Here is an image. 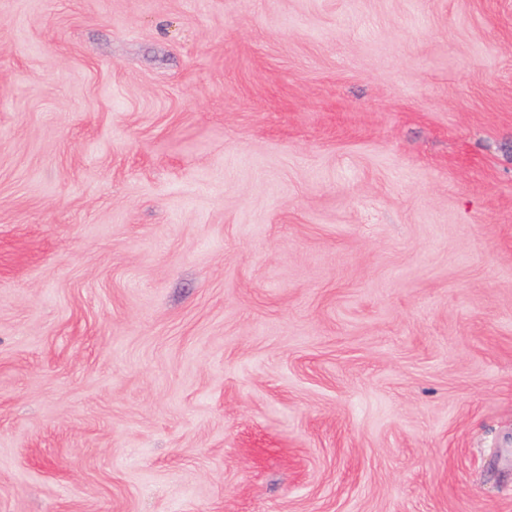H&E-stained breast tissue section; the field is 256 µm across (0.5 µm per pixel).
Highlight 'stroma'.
I'll list each match as a JSON object with an SVG mask.
<instances>
[{"label":"stroma","instance_id":"35a3bbf8","mask_svg":"<svg viewBox=\"0 0 512 512\" xmlns=\"http://www.w3.org/2000/svg\"><path fill=\"white\" fill-rule=\"evenodd\" d=\"M0 512H512V0H0Z\"/></svg>","mask_w":512,"mask_h":512}]
</instances>
